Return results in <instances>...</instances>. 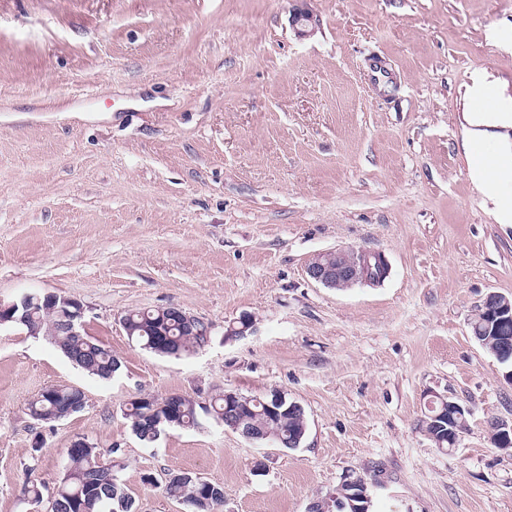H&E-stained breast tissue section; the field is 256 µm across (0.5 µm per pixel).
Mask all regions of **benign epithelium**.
<instances>
[{
    "label": "benign epithelium",
    "mask_w": 512,
    "mask_h": 512,
    "mask_svg": "<svg viewBox=\"0 0 512 512\" xmlns=\"http://www.w3.org/2000/svg\"><path fill=\"white\" fill-rule=\"evenodd\" d=\"M336 256V262L327 259V253L319 254L307 267L308 276L315 282L329 288L347 289L355 285H368L371 278L379 275L383 278L389 273V266L384 254L371 250L331 251ZM62 306L71 304L75 308L69 311V319L65 330L69 334H77L84 328L85 309L81 302L71 297H62ZM481 307L485 308L488 316L495 321L493 333L499 335V329L512 323V299L499 293L487 295ZM29 296L24 295L17 300L4 302L0 300V325L5 323L25 324L28 320ZM441 411L432 415L447 421V428L440 434H431L429 438L439 448L454 447L458 441L460 429L457 419L462 417L465 409L455 401L442 398ZM224 425L239 433L243 438L262 445H280L277 435L261 433L247 425L243 419L234 417L228 411L224 412ZM490 440L501 450L512 449V422L499 419L490 427ZM328 501L336 502L340 512H370L372 498L368 483L360 476L347 474L336 492L328 497Z\"/></svg>",
    "instance_id": "obj_1"
}]
</instances>
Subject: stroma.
<instances>
[{"instance_id":"stroma-1","label":"stroma","mask_w":512,"mask_h":512,"mask_svg":"<svg viewBox=\"0 0 512 512\" xmlns=\"http://www.w3.org/2000/svg\"><path fill=\"white\" fill-rule=\"evenodd\" d=\"M479 78L512 107V0H0V299H77L122 361L101 380L0 326V512H49L79 437L112 449L139 512H190L160 488L180 470L223 485L218 512H306L350 473L371 512H512L488 427L512 420V383L470 328L487 294L512 297V224L471 178ZM336 249L389 274L311 280ZM169 306L210 323L204 347L128 338L124 314ZM60 385L84 408L36 423L28 402ZM225 391L299 403L301 446L206 414L146 443L124 415ZM441 397L469 412L449 449L420 428ZM336 256V262L327 259ZM377 273L386 278L389 266L381 252L371 250L336 249L319 254L307 267L308 276L329 288L347 289L355 285H369Z\"/></svg>"}]
</instances>
